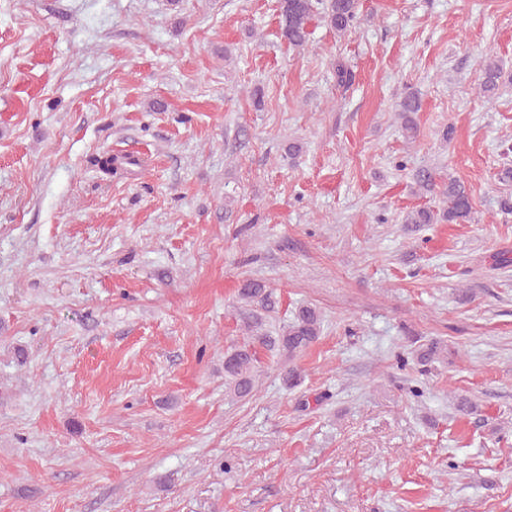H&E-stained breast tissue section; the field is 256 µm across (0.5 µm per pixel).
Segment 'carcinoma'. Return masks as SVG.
Returning <instances> with one entry per match:
<instances>
[{"label":"carcinoma","mask_w":512,"mask_h":512,"mask_svg":"<svg viewBox=\"0 0 512 512\" xmlns=\"http://www.w3.org/2000/svg\"><path fill=\"white\" fill-rule=\"evenodd\" d=\"M360 0H279L282 35L293 47H300L307 41L308 24L318 15L337 33L343 34L354 25ZM502 78L500 66L492 59L482 64L480 91L483 96L493 99L499 91ZM421 110L419 93H405L397 103V111L403 119V127L410 136L417 127L412 114ZM448 206L437 214L428 208L413 210L404 219L406 224H437L468 219L472 213L471 196L464 184L455 178H448V185L440 190ZM240 296L246 302L262 309L274 307L272 292L257 282H248L241 288ZM250 335L240 345L224 352V387L237 398L249 396L256 383L258 356L257 349L277 350L293 358L310 348L319 338L320 318L318 312L309 306L300 308L293 322L272 335L263 330V322L255 318L247 324Z\"/></svg>","instance_id":"obj_1"}]
</instances>
